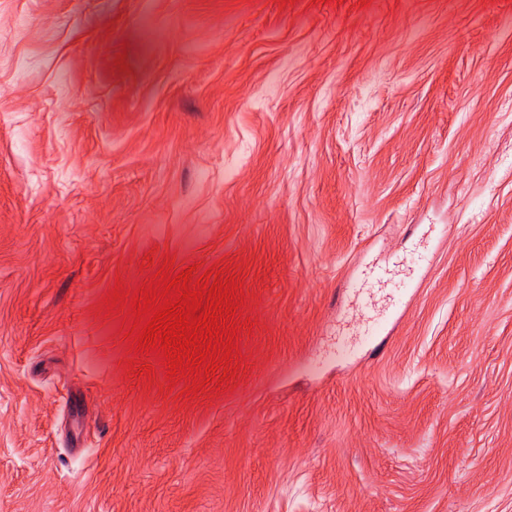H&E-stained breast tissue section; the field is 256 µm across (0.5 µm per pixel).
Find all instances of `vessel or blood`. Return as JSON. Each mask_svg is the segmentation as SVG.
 <instances>
[{
	"label": "vessel or blood",
	"instance_id": "1",
	"mask_svg": "<svg viewBox=\"0 0 512 512\" xmlns=\"http://www.w3.org/2000/svg\"><path fill=\"white\" fill-rule=\"evenodd\" d=\"M410 271V263L403 260L392 268L376 265L352 283L355 305L349 323L358 335H374L384 308L393 306L397 295L407 287Z\"/></svg>",
	"mask_w": 512,
	"mask_h": 512
}]
</instances>
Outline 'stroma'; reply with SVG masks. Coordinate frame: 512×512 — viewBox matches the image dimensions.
<instances>
[{
	"instance_id": "obj_1",
	"label": "stroma",
	"mask_w": 512,
	"mask_h": 512,
	"mask_svg": "<svg viewBox=\"0 0 512 512\" xmlns=\"http://www.w3.org/2000/svg\"><path fill=\"white\" fill-rule=\"evenodd\" d=\"M0 512H512V0H0ZM412 263L404 259L395 263V268L389 266H373L367 273L351 285L352 295L356 299L351 305L354 314L347 323L354 326L360 336H373L380 325L386 308L395 305L396 295L407 287ZM381 294L383 305L378 306L376 296ZM381 308V309H380Z\"/></svg>"
}]
</instances>
